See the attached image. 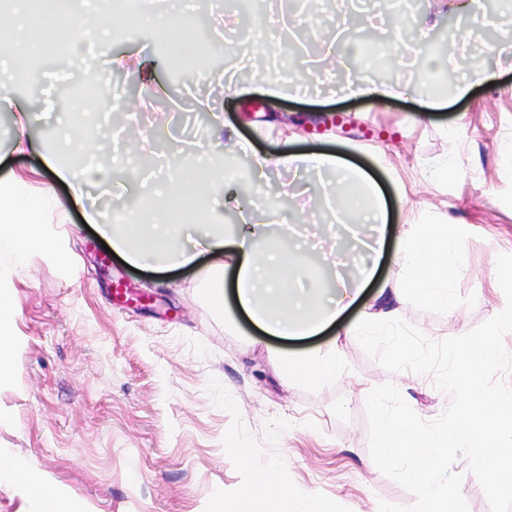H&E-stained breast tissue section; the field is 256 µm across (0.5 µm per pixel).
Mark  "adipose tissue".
<instances>
[{
  "label": "adipose tissue",
  "instance_id": "adipose-tissue-1",
  "mask_svg": "<svg viewBox=\"0 0 512 512\" xmlns=\"http://www.w3.org/2000/svg\"><path fill=\"white\" fill-rule=\"evenodd\" d=\"M59 0H42L41 28L34 41L56 39L76 45L100 36L112 27L111 17L95 10L60 9ZM278 165L295 171H320L335 174L330 203L340 224L375 225L384 233L387 224L385 202L369 176L361 169L343 164L326 153L285 152ZM213 173L209 166L196 164L177 174L169 191L137 211L127 224H101L99 212L88 220L100 224L112 248L131 265L149 268L157 264L181 267L193 264L204 252L223 250L224 260L210 269L207 300L213 309L225 311L224 274H235V297L251 320L270 336H313L335 321L356 299V286L337 279L333 289L315 285L294 289L303 263L301 244H286L283 238H270L261 224L243 223L239 227L210 225L199 232L193 245H185L183 212L203 216L209 212L207 185ZM51 195L34 201L20 193L15 181L0 180V250L9 252L17 264H26L37 252H51L55 244L44 235L39 216L41 205ZM455 220L442 215L438 223L423 215H407L394 256L395 281L392 287L378 289L358 321L345 333L365 335L367 329L388 331L397 316L395 304L403 292L455 315L453 294L456 280L466 276L469 264L464 240L454 231ZM284 372L292 383L314 386L344 370L339 347H314L294 358H283ZM0 480L25 483L29 489L31 512H71L62 496L49 492L44 478L20 461L0 456ZM216 512H333L323 499L309 496L297 499L279 489V468L257 470L250 482L232 498L218 500Z\"/></svg>",
  "mask_w": 512,
  "mask_h": 512
}]
</instances>
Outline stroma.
Listing matches in <instances>:
<instances>
[{
    "mask_svg": "<svg viewBox=\"0 0 512 512\" xmlns=\"http://www.w3.org/2000/svg\"><path fill=\"white\" fill-rule=\"evenodd\" d=\"M182 6L209 25L216 48L206 58L194 53L174 61L158 49L166 33H140L117 18L114 34L84 45L68 68L53 64L63 53L59 46L25 69L0 61V79L27 105V134L36 143L15 151L16 117L0 111V179L18 180L28 196L53 190L60 205L44 212L43 231L66 251L65 262L40 255L23 266L0 253V294L13 310L12 370L0 381V411L10 420L0 424V456L32 465L80 512H212L218 496L235 495L252 470L271 464L280 467L283 491L319 496L335 512H378L382 499L410 505L413 495L370 456L365 392L394 384L427 421L450 398L433 376L407 374L387 353L385 337L349 338L344 325L377 288L391 284L409 203L460 219L470 272L454 284L455 315L406 294L400 317L439 341L469 332L504 307L491 281L497 255L512 254V171L501 161L502 146L512 143V11L500 28L481 33L461 28L450 11L421 30L415 14L389 0L351 10L344 0L314 6L258 0L245 17L231 11L230 0H182ZM340 16L359 30L364 52H351L337 38ZM401 21L407 24L402 49L385 35ZM450 39L462 41L463 54L448 67L446 82L462 79L475 63L490 78L465 98L420 112L416 93L433 77L415 59L440 53ZM331 47L346 69L406 85V93L338 95L325 74ZM91 70L107 73L123 98L134 99L122 122L80 97ZM271 83L284 89L273 111L248 113V103L265 99ZM160 108L168 120L158 129L153 114ZM320 112L353 116L357 128L349 136L314 132L310 118ZM219 120L250 143L251 153L238 156L243 167L258 158L269 164L256 184L213 182L210 223L245 218L272 236L293 224L307 240L344 247L348 236L328 204V175L297 176L275 165L285 147L341 156L383 189L390 232L376 277L341 321L319 335L278 339L237 309L213 311L204 299L207 253L180 268H131L116 255L101 266L86 248L101 243V235L86 229L82 206L45 165L63 136L82 124L89 146L74 173L82 180L87 171L106 172V180L91 184L89 198L105 221L123 220L165 186L174 167L170 145H179L188 161L203 158ZM286 126L294 133L288 141L279 134ZM381 144L389 147L383 166L375 157ZM445 157L456 160L457 179L430 180L429 165ZM113 280L149 294L150 304L111 303L106 290ZM319 345L340 347L343 373L315 388L288 382L278 359ZM230 438L252 448L250 465L227 451Z\"/></svg>",
    "mask_w": 512,
    "mask_h": 512,
    "instance_id": "1",
    "label": "stroma"
}]
</instances>
